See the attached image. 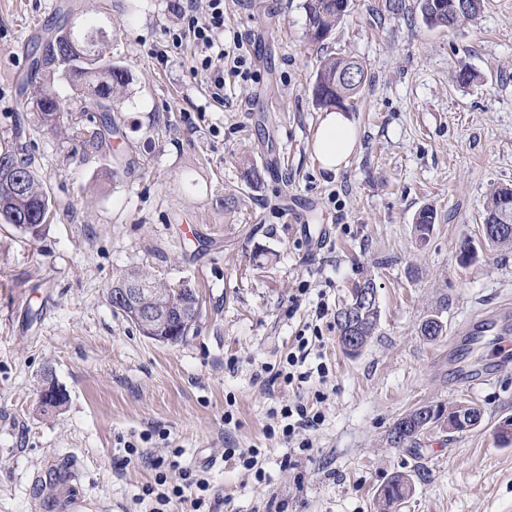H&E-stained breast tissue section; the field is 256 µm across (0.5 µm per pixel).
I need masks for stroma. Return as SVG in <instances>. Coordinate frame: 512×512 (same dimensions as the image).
Returning <instances> with one entry per match:
<instances>
[{
	"label": "stroma",
	"instance_id": "obj_1",
	"mask_svg": "<svg viewBox=\"0 0 512 512\" xmlns=\"http://www.w3.org/2000/svg\"><path fill=\"white\" fill-rule=\"evenodd\" d=\"M302 2L224 0V48L250 76L225 71L218 103L195 46L156 56L179 22L174 0H0V152L24 147L53 212L37 236L0 220V512H36L37 476L66 461L88 512H134L152 472L116 462L144 433L151 454L178 448L206 470L216 512H379L377 491L397 472L414 491L392 512H512V443L497 437L512 417V362L455 339L467 321L512 308V248L482 239L491 189L512 186V0H485L448 29L428 27L415 7L392 15L385 0H350L320 44L305 36ZM66 19L105 23L131 72L120 171L73 136V123H89L74 87L30 72L34 45ZM328 55L367 67L347 110L358 142L336 173L312 151L322 114L312 86ZM462 68L472 84L458 83ZM30 74L58 95L57 128L19 108ZM246 160L260 187H245ZM426 206L436 221L421 242ZM466 244L479 255L464 267ZM134 269L195 289L200 317L183 340L147 339L112 306L113 281ZM367 278L378 328L355 356L324 329L325 421L287 462L264 427L316 384L254 374L287 355L318 301L337 313ZM432 315L444 334L430 341L420 326ZM452 354L488 382L460 387ZM51 381L66 401L47 411ZM461 401L482 409L476 428L428 431L417 458L388 445L411 409ZM228 448L260 449L265 481L225 458Z\"/></svg>",
	"mask_w": 512,
	"mask_h": 512
}]
</instances>
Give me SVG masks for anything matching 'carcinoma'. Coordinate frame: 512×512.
<instances>
[{"label": "carcinoma", "mask_w": 512, "mask_h": 512, "mask_svg": "<svg viewBox=\"0 0 512 512\" xmlns=\"http://www.w3.org/2000/svg\"><path fill=\"white\" fill-rule=\"evenodd\" d=\"M478 9L473 13L454 14L450 10V0H417V8L423 22L432 28L455 27L476 17L483 8L484 0H477ZM349 8V0H304L306 35L310 42L321 43L327 40L336 25L346 16ZM66 34L69 40L64 42V47L50 42L47 44L42 59H34V71L42 68L52 73L63 75L75 88L81 98L80 111L96 112L98 116L90 117L94 128L74 127L73 132L84 136L87 147L100 152L112 145V139L122 132L121 118L116 115L119 111V102L127 96V88L131 82L130 71L113 58L112 36L108 34L105 25H88L83 27L71 26ZM354 68L358 84L352 88H346L337 81L340 73L348 68ZM367 79L365 66L356 60L328 56L319 61L312 89V98L315 105L322 109L341 108L345 102L354 99ZM32 79L23 80L20 89L21 101L24 106L37 110L45 125L54 127L58 122L56 115L61 113V103L51 92L50 85L44 84L36 89L30 88ZM8 158L17 164L19 173L25 180V190L18 193L14 190L9 180L0 179V212L7 214L14 212L27 218V223L36 227L44 225L52 211V204L43 187V183L31 162L26 158H20L12 150L0 153V160ZM504 202L512 203V188L498 187L489 194L486 203L485 222H496V216ZM435 213L432 208L425 207L420 210L416 221V231L419 240L426 239L431 224L434 223ZM374 287L371 279L363 281L354 288L351 300L337 312L336 328L342 331V317L350 308L360 305L363 289ZM154 307L156 317L153 326L161 332H167L179 328L178 335L186 336L191 328L179 326L178 319L168 301L163 297L155 299ZM362 324L360 335L370 337L377 327L380 319V310L366 308L362 312ZM427 410L434 412L435 418L446 416L449 418L451 428L462 432L464 428L459 425L457 413L469 410L473 413H481L477 406L460 402L451 406L442 403L429 404ZM427 432V428L420 427L409 430V436L403 443L394 441L393 434H388L390 444L401 447L413 448V455L420 454L416 444L421 436ZM413 487L408 476L396 474L382 487L379 500L384 509L404 501L412 493Z\"/></svg>", "instance_id": "carcinoma-1"}]
</instances>
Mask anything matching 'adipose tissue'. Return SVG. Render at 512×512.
I'll return each mask as SVG.
<instances>
[{
	"instance_id": "obj_1",
	"label": "adipose tissue",
	"mask_w": 512,
	"mask_h": 512,
	"mask_svg": "<svg viewBox=\"0 0 512 512\" xmlns=\"http://www.w3.org/2000/svg\"><path fill=\"white\" fill-rule=\"evenodd\" d=\"M357 141V131L348 117L340 112L322 116L314 135L312 150L322 168L331 172L346 166Z\"/></svg>"
}]
</instances>
